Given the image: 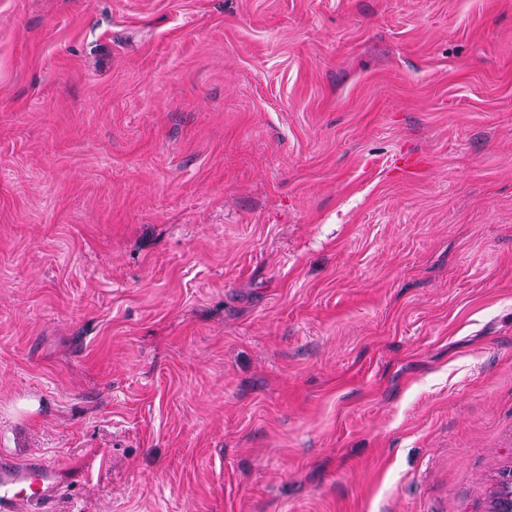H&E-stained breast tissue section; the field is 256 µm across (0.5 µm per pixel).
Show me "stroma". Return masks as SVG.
<instances>
[{"mask_svg": "<svg viewBox=\"0 0 512 512\" xmlns=\"http://www.w3.org/2000/svg\"><path fill=\"white\" fill-rule=\"evenodd\" d=\"M0 454L55 512H489L512 0H0Z\"/></svg>", "mask_w": 512, "mask_h": 512, "instance_id": "obj_1", "label": "stroma"}]
</instances>
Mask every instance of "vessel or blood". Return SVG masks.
I'll return each instance as SVG.
<instances>
[{
	"mask_svg": "<svg viewBox=\"0 0 512 512\" xmlns=\"http://www.w3.org/2000/svg\"><path fill=\"white\" fill-rule=\"evenodd\" d=\"M61 489V476L35 458L0 455V512H43Z\"/></svg>",
	"mask_w": 512,
	"mask_h": 512,
	"instance_id": "b4317fda",
	"label": "vessel or blood"
}]
</instances>
